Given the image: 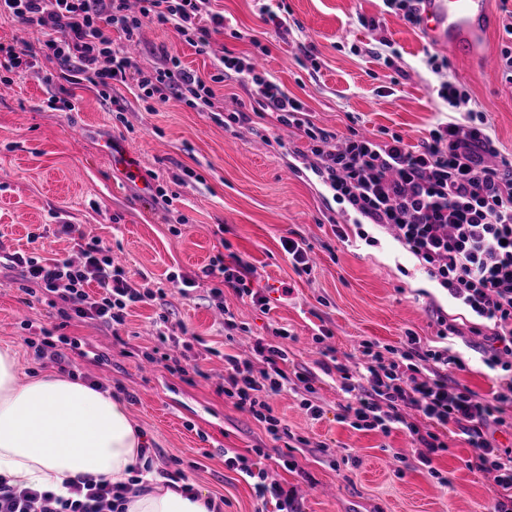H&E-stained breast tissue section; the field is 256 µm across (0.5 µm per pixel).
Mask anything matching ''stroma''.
I'll use <instances>...</instances> for the list:
<instances>
[{"label":"stroma","mask_w":512,"mask_h":512,"mask_svg":"<svg viewBox=\"0 0 512 512\" xmlns=\"http://www.w3.org/2000/svg\"><path fill=\"white\" fill-rule=\"evenodd\" d=\"M270 3L284 5L283 26L262 22ZM202 12L228 23L212 34L206 52L154 24L132 42L113 33L112 43L131 49L142 70L168 55L205 79L226 53L253 56L316 125L340 137L384 128L414 145L439 114L461 119L479 110L499 151L512 155V83L500 65L480 68L450 55L421 29L385 13L382 0H206ZM380 39L399 53L393 66L371 52ZM306 47L314 60L305 59ZM429 52L448 59L446 76L426 67ZM57 71L55 61L38 57L11 73L0 95V348L16 352L19 383L66 372L125 399L154 468L181 472L195 491L222 500L223 512L263 508L252 480L227 466L229 453L292 489V512H490L494 484L467 469L471 450L462 436L443 432L448 449L427 471L414 467L416 447L406 429L360 431L343 419L357 399L343 391L340 373L324 372L321 348L352 369L366 341L398 349L412 334L435 345L441 316L462 332L454 343L467 368L452 370V379L484 395L501 378L465 345L477 316L430 280L391 232L336 199L316 175L318 158L302 132L265 113L246 125L228 123L250 101L249 86L235 77L212 84L209 105L172 100L153 108L135 85L105 98L80 78L52 82ZM445 78L468 93L467 107L450 110L439 96ZM63 88L76 100L74 111L49 104ZM127 156L137 178L127 173ZM157 186L170 204L155 198ZM64 224L79 225L85 240H101L120 266L144 274L164 298L133 306L114 331L94 320H65L61 303L38 289L25 292L23 269L6 254L79 260L75 241L60 231ZM286 238L305 244L310 272L294 268L282 247ZM230 253L250 263L267 308L229 288L216 305L210 290L218 278L199 272ZM183 278L195 286L181 289ZM224 307L237 329L225 331ZM163 314L168 324L158 323ZM278 329L286 333L277 341L288 354V380L269 400L280 422L275 438L218 387L225 355L251 358L255 340L272 339ZM321 329L328 335L319 345L314 336ZM185 335L190 344H181ZM46 338L65 364L37 356L34 344ZM73 338L80 351L72 350ZM92 350L103 361L89 358ZM169 356L185 373L169 371ZM301 373L308 383L298 381ZM306 399L320 407L319 417L303 408Z\"/></svg>","instance_id":"stroma-1"}]
</instances>
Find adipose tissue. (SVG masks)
I'll return each mask as SVG.
<instances>
[{"label":"adipose tissue","mask_w":512,"mask_h":512,"mask_svg":"<svg viewBox=\"0 0 512 512\" xmlns=\"http://www.w3.org/2000/svg\"><path fill=\"white\" fill-rule=\"evenodd\" d=\"M145 446L123 400L49 374L18 383L14 351L0 350V476L10 485L65 496L70 484L126 482L137 471L146 487L128 495L125 512H209L206 495L147 470Z\"/></svg>","instance_id":"adipose-tissue-1"}]
</instances>
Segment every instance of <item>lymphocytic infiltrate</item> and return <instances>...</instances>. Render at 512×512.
Returning a JSON list of instances; mask_svg holds the SVG:
<instances>
[{
  "instance_id": "obj_1",
  "label": "lymphocytic infiltrate",
  "mask_w": 512,
  "mask_h": 512,
  "mask_svg": "<svg viewBox=\"0 0 512 512\" xmlns=\"http://www.w3.org/2000/svg\"><path fill=\"white\" fill-rule=\"evenodd\" d=\"M2 11L39 31L48 57L84 74L102 93L132 80L155 103L190 99L205 105L211 83L222 82L230 71L252 85L260 111L296 127L315 144L322 181L368 223L391 231L431 279L479 317L470 328L477 338L473 351L490 370L510 375L485 396L451 380L448 369H465L466 362L448 344L458 328L444 319L439 322L440 347H424L410 336L402 349L386 355L376 343L364 342L362 365L370 387L352 409L354 428L387 434L405 426L417 445L418 465L428 469L446 449L434 426H453L471 449L467 468L493 478L492 512H512V448L494 437L498 430H512L505 416L506 405L512 404V158L500 155L484 123L472 114L463 122L441 120L414 146L387 130L371 137L353 133L335 143L303 103L257 71L250 57L224 55L206 81L183 68L178 58L165 57L162 67L147 73L124 50L113 48L112 31L131 39L149 21L173 28L205 50L224 17L212 15L209 25H202L201 0H141L135 14L128 12L126 0H0ZM489 156L495 165L486 164ZM80 253L77 263L21 252L9 254L8 260L24 268L27 281L73 304L75 316L109 327L124 324L132 305L153 299L152 291L139 289L123 268L113 265L99 242L81 246ZM201 273L221 278L220 286L210 290L213 298H222L230 288L258 305L266 303L252 287L250 265L239 256L214 258ZM253 351L269 372L254 377L251 360L225 355L223 392L275 436L279 421L267 399L288 380L278 366L286 354L262 339ZM423 362L433 363L434 369L420 379L416 373ZM70 491L63 498L0 478V512H118L129 488L87 481L71 485Z\"/></svg>"
}]
</instances>
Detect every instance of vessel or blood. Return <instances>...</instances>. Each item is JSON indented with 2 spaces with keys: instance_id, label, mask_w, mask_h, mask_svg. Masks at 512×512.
Returning <instances> with one entry per match:
<instances>
[{
  "instance_id": "b4317fda",
  "label": "vessel or blood",
  "mask_w": 512,
  "mask_h": 512,
  "mask_svg": "<svg viewBox=\"0 0 512 512\" xmlns=\"http://www.w3.org/2000/svg\"><path fill=\"white\" fill-rule=\"evenodd\" d=\"M420 16L429 41L478 67L491 65L488 44L497 17L490 0H423Z\"/></svg>"
}]
</instances>
